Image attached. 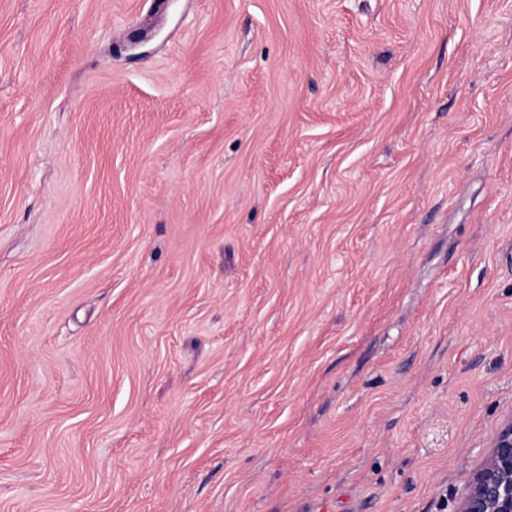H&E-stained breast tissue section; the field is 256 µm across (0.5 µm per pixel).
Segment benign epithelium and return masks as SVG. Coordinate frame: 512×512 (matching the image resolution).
I'll use <instances>...</instances> for the list:
<instances>
[{
    "label": "benign epithelium",
    "mask_w": 512,
    "mask_h": 512,
    "mask_svg": "<svg viewBox=\"0 0 512 512\" xmlns=\"http://www.w3.org/2000/svg\"><path fill=\"white\" fill-rule=\"evenodd\" d=\"M459 512H512V417L499 428Z\"/></svg>",
    "instance_id": "benign-epithelium-1"
}]
</instances>
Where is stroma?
Returning a JSON list of instances; mask_svg holds the SVG:
<instances>
[{"instance_id": "stroma-1", "label": "stroma", "mask_w": 512, "mask_h": 512, "mask_svg": "<svg viewBox=\"0 0 512 512\" xmlns=\"http://www.w3.org/2000/svg\"><path fill=\"white\" fill-rule=\"evenodd\" d=\"M512 416V0H0V512H457Z\"/></svg>"}]
</instances>
